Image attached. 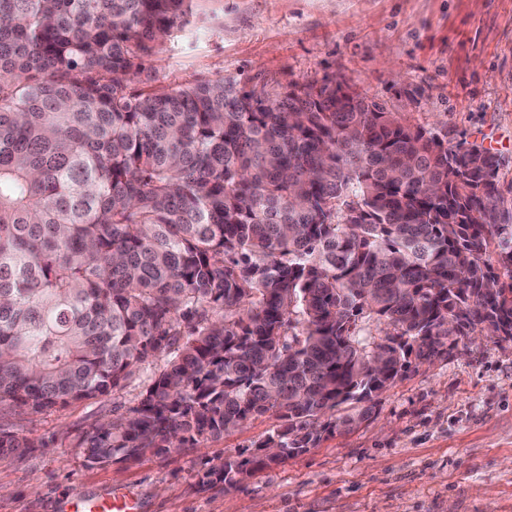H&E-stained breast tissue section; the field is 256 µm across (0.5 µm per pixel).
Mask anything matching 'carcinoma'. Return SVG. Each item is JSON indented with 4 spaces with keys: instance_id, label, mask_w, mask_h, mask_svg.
<instances>
[{
    "instance_id": "1",
    "label": "carcinoma",
    "mask_w": 512,
    "mask_h": 512,
    "mask_svg": "<svg viewBox=\"0 0 512 512\" xmlns=\"http://www.w3.org/2000/svg\"><path fill=\"white\" fill-rule=\"evenodd\" d=\"M194 2L0 0V406L114 394L159 361L86 461L275 418L204 462L201 486L235 488L458 337L512 339V195L497 153L331 79L132 88ZM45 445L0 428V456Z\"/></svg>"
}]
</instances>
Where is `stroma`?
<instances>
[{
	"instance_id": "35a3bbf8",
	"label": "stroma",
	"mask_w": 512,
	"mask_h": 512,
	"mask_svg": "<svg viewBox=\"0 0 512 512\" xmlns=\"http://www.w3.org/2000/svg\"><path fill=\"white\" fill-rule=\"evenodd\" d=\"M150 64L169 88L336 79L449 144L493 149L512 187V0H202ZM156 370L144 363L119 393L85 402L1 408V427L51 444L0 457V512H67L74 495L116 492L138 512H512V339L459 338L411 366L354 431L229 491L200 486L202 463L252 452L274 418L167 455L86 462L80 441L134 405Z\"/></svg>"
}]
</instances>
